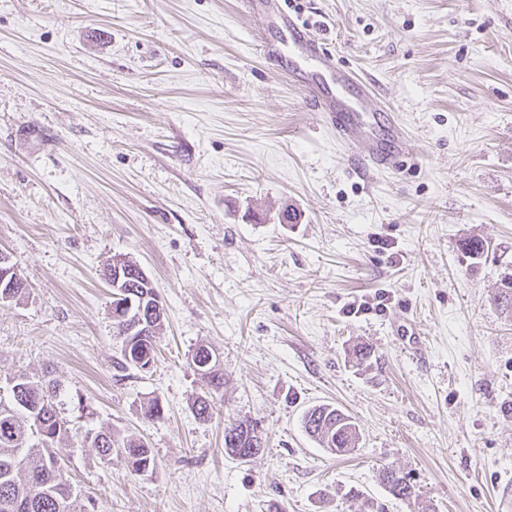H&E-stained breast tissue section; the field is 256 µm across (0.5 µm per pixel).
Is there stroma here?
<instances>
[{
  "instance_id": "35a3bbf8",
  "label": "stroma",
  "mask_w": 512,
  "mask_h": 512,
  "mask_svg": "<svg viewBox=\"0 0 512 512\" xmlns=\"http://www.w3.org/2000/svg\"><path fill=\"white\" fill-rule=\"evenodd\" d=\"M291 12L394 114L397 168L362 170L238 0H0V251L28 284L0 306V386L56 381L74 426L155 457L136 473L67 440L73 512H496L512 480V314L491 301L512 276V0ZM116 255L165 308L145 371L121 366ZM200 344L224 367L205 422ZM316 404L356 418L355 453L308 436ZM230 416L262 433L250 462L224 453ZM382 485L398 499L409 500L416 495V485L411 482L409 473L405 474L393 466H386L379 474Z\"/></svg>"
}]
</instances>
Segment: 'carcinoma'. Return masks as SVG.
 <instances>
[{"label": "carcinoma", "instance_id": "obj_1", "mask_svg": "<svg viewBox=\"0 0 512 512\" xmlns=\"http://www.w3.org/2000/svg\"><path fill=\"white\" fill-rule=\"evenodd\" d=\"M132 278L112 285V309L127 312L143 311L148 315L156 295L150 281L140 278L139 266L127 261ZM492 300L505 310L512 311V277L501 284ZM151 315V314H149ZM152 335L138 338L122 335V321L112 317L117 335L122 337L124 368H139L141 355L154 353L155 334L161 327L160 314L154 313ZM212 349L197 347L191 361L197 374L213 392L224 388V369L215 358L202 367L199 361L208 359ZM9 401L0 398V512H70L71 487L62 472L59 444L78 430L70 427L63 416V402L59 385L20 374L12 377L7 387ZM192 410L201 421L213 414V397L198 395ZM305 431L326 450L345 455L358 447L359 428L354 418L330 405H315L304 414ZM92 439L102 459H111L112 449L123 451L132 471L144 472L154 467L151 448L143 441L129 439L116 444L112 432L86 431L83 439ZM263 450V438L257 426L248 421L224 420V452L231 458L247 462ZM382 485L398 499L416 496L412 477L386 466L380 472Z\"/></svg>", "mask_w": 512, "mask_h": 512}]
</instances>
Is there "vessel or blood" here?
<instances>
[{
  "label": "vessel or blood",
  "mask_w": 512,
  "mask_h": 512,
  "mask_svg": "<svg viewBox=\"0 0 512 512\" xmlns=\"http://www.w3.org/2000/svg\"><path fill=\"white\" fill-rule=\"evenodd\" d=\"M240 4L255 26L276 28L277 39L263 40L261 55L310 91L314 109L323 113L337 140L348 149L365 146L364 158L371 168L393 167L401 154L402 132L395 124L384 134L374 133L366 84L335 65L321 41L288 11L285 0H240Z\"/></svg>",
  "instance_id": "b4317fda"
}]
</instances>
